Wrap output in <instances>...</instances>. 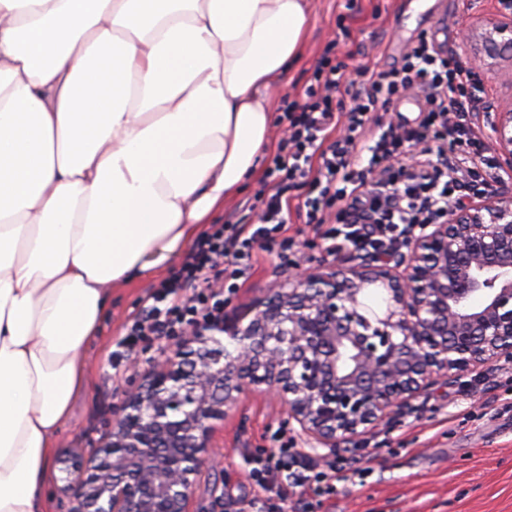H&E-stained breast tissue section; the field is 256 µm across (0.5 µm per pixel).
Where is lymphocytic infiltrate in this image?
Wrapping results in <instances>:
<instances>
[{
    "label": "lymphocytic infiltrate",
    "mask_w": 512,
    "mask_h": 512,
    "mask_svg": "<svg viewBox=\"0 0 512 512\" xmlns=\"http://www.w3.org/2000/svg\"><path fill=\"white\" fill-rule=\"evenodd\" d=\"M470 81L454 53L424 38L410 46L401 68L388 71L365 68L351 76L323 58L302 100L283 108V136L266 170L257 223L216 224L202 234L129 317L119 360L153 338L181 335L191 323L223 319L256 248L277 246L288 264L298 248L288 234L291 222L312 226L332 257L347 249L387 252L405 244L415 226L442 223L458 202L486 192L494 164L475 133L479 104ZM396 95L421 100V120L373 125V112ZM428 142L436 146L432 161L414 154ZM316 466L296 457L258 470L257 480L289 499Z\"/></svg>",
    "instance_id": "f902f5d3"
}]
</instances>
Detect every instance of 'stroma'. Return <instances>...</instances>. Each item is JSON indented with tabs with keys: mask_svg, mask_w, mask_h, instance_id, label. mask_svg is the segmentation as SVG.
<instances>
[{
	"mask_svg": "<svg viewBox=\"0 0 512 512\" xmlns=\"http://www.w3.org/2000/svg\"><path fill=\"white\" fill-rule=\"evenodd\" d=\"M314 22L300 59L287 74L283 93L274 99L281 112L285 99H300L312 84L322 57L355 73L401 67L407 48L426 37L436 48L457 52L464 61L481 59L479 82L471 90L484 106L512 107V53L481 57V38L506 14L501 0H313ZM262 178L247 183L217 218L221 224H250L261 209ZM275 254L261 251L251 275L231 296L227 315L247 311L273 282L288 278ZM156 281L143 278L113 292L101 321V334L85 360L88 392L74 404L54 458L46 487L60 507L63 470L78 448L101 440L112 411L131 385L140 383L159 355L157 343L122 367L112 369V353L124 336L127 318L136 312ZM283 404L258 391L241 396L212 439L209 454L222 461L193 486L191 512H211L223 500L224 512H238L264 500L263 512H282L277 497H264L250 472L256 461L278 448L316 457L306 439L284 425ZM336 471L300 495L304 512H512V378L495 369L482 378L449 376L417 398L412 412L367 436L359 448L331 452Z\"/></svg>",
	"mask_w": 512,
	"mask_h": 512,
	"instance_id": "35a3bbf8",
	"label": "stroma"
}]
</instances>
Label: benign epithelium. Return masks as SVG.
<instances>
[{"label": "benign epithelium", "mask_w": 512, "mask_h": 512, "mask_svg": "<svg viewBox=\"0 0 512 512\" xmlns=\"http://www.w3.org/2000/svg\"><path fill=\"white\" fill-rule=\"evenodd\" d=\"M483 50L512 52V17L492 23ZM477 117L511 171L512 108ZM375 285L388 295L379 314L364 302ZM251 313L160 345L109 434L73 458L68 512H190L197 478L219 466L208 456L218 424L260 385L284 398L299 435L335 449L358 445L450 370L512 362V192L465 200L403 251H353L276 282Z\"/></svg>", "instance_id": "7a95c632"}]
</instances>
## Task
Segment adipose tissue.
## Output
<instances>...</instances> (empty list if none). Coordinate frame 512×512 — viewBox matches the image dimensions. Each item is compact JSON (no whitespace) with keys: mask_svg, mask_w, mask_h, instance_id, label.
Segmentation results:
<instances>
[{"mask_svg":"<svg viewBox=\"0 0 512 512\" xmlns=\"http://www.w3.org/2000/svg\"><path fill=\"white\" fill-rule=\"evenodd\" d=\"M313 21L311 0H0V512H52L113 291L256 174Z\"/></svg>","mask_w":512,"mask_h":512,"instance_id":"adipose-tissue-1","label":"adipose tissue"}]
</instances>
